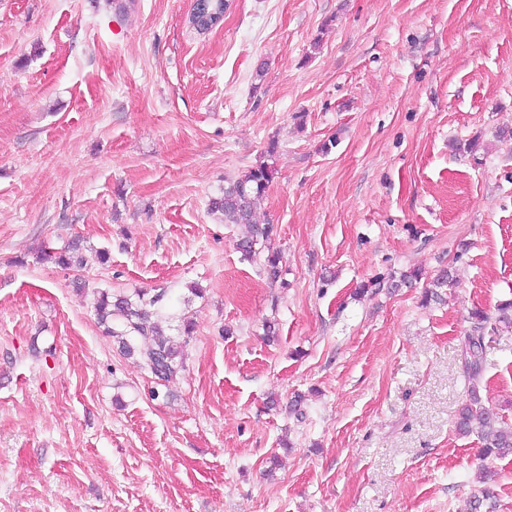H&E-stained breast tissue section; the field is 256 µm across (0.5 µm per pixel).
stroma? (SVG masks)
I'll use <instances>...</instances> for the list:
<instances>
[{
  "mask_svg": "<svg viewBox=\"0 0 512 512\" xmlns=\"http://www.w3.org/2000/svg\"><path fill=\"white\" fill-rule=\"evenodd\" d=\"M228 3L0 0V512H512V456L455 430L468 313L512 299V0ZM262 163L275 283L208 212ZM104 288L195 321L168 386ZM485 343L512 423V326Z\"/></svg>",
  "mask_w": 512,
  "mask_h": 512,
  "instance_id": "35a3bbf8",
  "label": "stroma"
}]
</instances>
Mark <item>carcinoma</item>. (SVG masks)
Wrapping results in <instances>:
<instances>
[{"label": "carcinoma", "instance_id": "obj_1", "mask_svg": "<svg viewBox=\"0 0 512 512\" xmlns=\"http://www.w3.org/2000/svg\"><path fill=\"white\" fill-rule=\"evenodd\" d=\"M273 175V168L262 163L239 178L224 181L220 195L210 199L208 210L222 216L226 224H242L247 227L246 234L236 243L238 251L248 260H254L262 251H267L264 270L267 277L275 282L281 277V267L279 254L270 250L269 245L274 228L271 224L255 221L256 201L272 181ZM78 250L79 246L75 242L57 251L47 248L43 259L51 260L61 267H69ZM452 281L450 271H440L432 281V290L426 292L425 301L438 297L437 289L447 287ZM165 297L164 290L147 301L141 296L135 298L126 293L102 290L98 292L94 306L98 322L104 325L105 333L117 340L125 354L138 356L144 368L160 386L172 382L184 370L179 337L188 336L194 330V323L188 320L175 326L172 334L162 329L159 325V305ZM469 320L470 329L464 340V345L471 350L469 359L464 363L469 386L467 398L457 410L456 430L462 435L477 433L486 456H512V424L483 404L478 393V381L483 371V336L489 329L497 330L499 324H512V301L501 304L495 318L476 308L469 313Z\"/></svg>", "mask_w": 512, "mask_h": 512}]
</instances>
